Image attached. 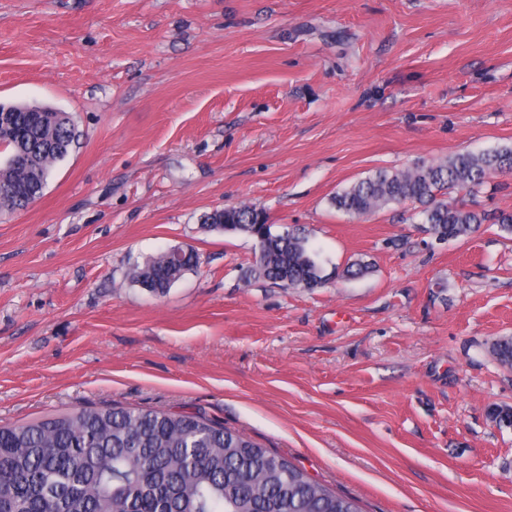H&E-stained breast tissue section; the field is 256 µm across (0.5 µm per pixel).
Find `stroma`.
<instances>
[{
    "label": "stroma",
    "instance_id": "stroma-1",
    "mask_svg": "<svg viewBox=\"0 0 512 512\" xmlns=\"http://www.w3.org/2000/svg\"><path fill=\"white\" fill-rule=\"evenodd\" d=\"M0 102L82 133L0 214V426L89 406L201 413L363 512H512V235L352 216L380 169L512 146V0H0ZM454 199L512 211V171ZM304 229L322 287L250 276L202 222ZM191 248L153 295L128 276ZM373 270L344 277L357 260Z\"/></svg>",
    "mask_w": 512,
    "mask_h": 512
}]
</instances>
